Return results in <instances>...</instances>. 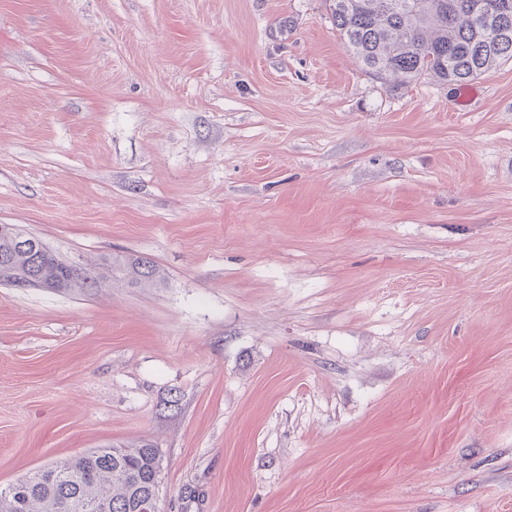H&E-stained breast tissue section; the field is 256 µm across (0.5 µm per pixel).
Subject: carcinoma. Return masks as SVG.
Segmentation results:
<instances>
[{
  "mask_svg": "<svg viewBox=\"0 0 512 512\" xmlns=\"http://www.w3.org/2000/svg\"><path fill=\"white\" fill-rule=\"evenodd\" d=\"M329 7L344 47L380 75L464 83L512 61V0H329ZM18 262L42 277L63 274L46 253ZM124 268L138 281L156 274L141 257ZM155 455L150 444L97 448L66 460L54 484L36 471L22 496L0 488V512H135V501L157 493Z\"/></svg>",
  "mask_w": 512,
  "mask_h": 512,
  "instance_id": "cac0c4a2",
  "label": "carcinoma"
}]
</instances>
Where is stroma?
I'll use <instances>...</instances> for the list:
<instances>
[{
    "label": "stroma",
    "mask_w": 512,
    "mask_h": 512,
    "mask_svg": "<svg viewBox=\"0 0 512 512\" xmlns=\"http://www.w3.org/2000/svg\"><path fill=\"white\" fill-rule=\"evenodd\" d=\"M472 85L326 0H0V224L98 275L0 282V486L148 442L158 512H512V62Z\"/></svg>",
    "instance_id": "obj_1"
}]
</instances>
